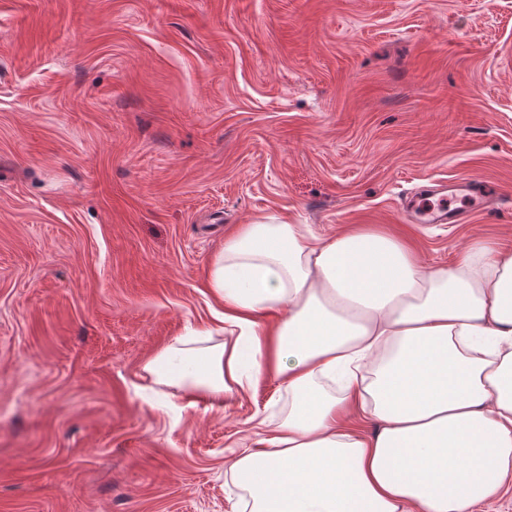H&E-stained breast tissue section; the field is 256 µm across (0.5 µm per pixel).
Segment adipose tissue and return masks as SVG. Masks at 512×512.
Masks as SVG:
<instances>
[{
  "label": "adipose tissue",
  "instance_id": "obj_1",
  "mask_svg": "<svg viewBox=\"0 0 512 512\" xmlns=\"http://www.w3.org/2000/svg\"><path fill=\"white\" fill-rule=\"evenodd\" d=\"M209 286L236 340L182 336L143 370L217 401L273 369L288 412L230 467L250 512H477L512 481V248L430 267L372 225L271 218L225 240Z\"/></svg>",
  "mask_w": 512,
  "mask_h": 512
}]
</instances>
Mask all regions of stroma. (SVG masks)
I'll return each mask as SVG.
<instances>
[{"label": "stroma", "instance_id": "stroma-1", "mask_svg": "<svg viewBox=\"0 0 512 512\" xmlns=\"http://www.w3.org/2000/svg\"><path fill=\"white\" fill-rule=\"evenodd\" d=\"M461 181V221L410 222ZM269 216L512 246V0H0V512H241L287 392L143 367Z\"/></svg>", "mask_w": 512, "mask_h": 512}]
</instances>
